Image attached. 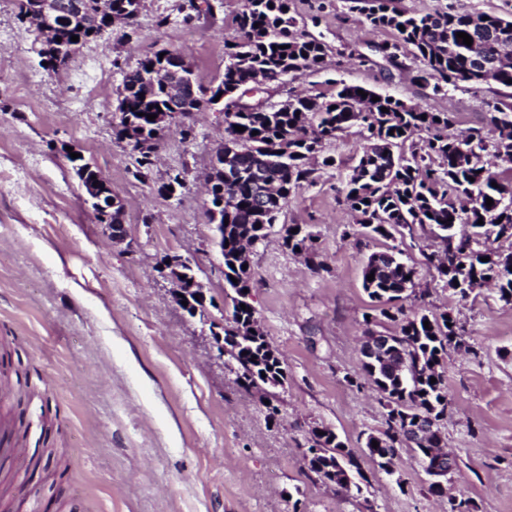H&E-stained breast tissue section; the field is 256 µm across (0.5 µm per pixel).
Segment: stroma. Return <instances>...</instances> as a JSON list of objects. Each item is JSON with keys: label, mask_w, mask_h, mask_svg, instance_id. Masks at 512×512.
Returning a JSON list of instances; mask_svg holds the SVG:
<instances>
[{"label": "stroma", "mask_w": 512, "mask_h": 512, "mask_svg": "<svg viewBox=\"0 0 512 512\" xmlns=\"http://www.w3.org/2000/svg\"><path fill=\"white\" fill-rule=\"evenodd\" d=\"M190 17L188 0H141L133 25H114L54 72L40 65L37 30L19 0H0V369L27 374L35 394L0 402L29 458L0 462L24 512H446L410 450L395 474L364 458L367 433L387 409L361 370L364 315L372 302L362 268L395 245L419 276L407 314L448 313L469 351L449 350L448 410L441 423L458 468L449 495L473 512H512V306L491 287L463 300L425 266L433 239L344 237L353 217L339 205L343 183L323 169L295 196L281 223L307 227L312 251L285 249L271 232L251 254L252 304L268 340L288 365L276 387L279 413L244 389L239 369L213 336L232 313L233 291L206 215L204 175L225 137L224 115L198 113L164 132L147 170L138 151L115 139L124 71L149 48L184 54L203 83L224 73V43L236 34L245 0H210ZM512 16V0H400L402 7ZM300 31L325 42L328 68L293 80L298 92L331 95L337 81L390 95L428 112H452L457 130L482 125L485 103L507 88L461 84L433 95L413 77V57L389 62L376 50L391 31L364 29L344 0H292ZM368 58L359 64L358 55ZM102 60L95 93L78 72ZM81 152L123 206V240L111 239L86 201L66 155ZM182 175L173 195L164 187ZM188 259L206 294L204 314L175 297L167 256ZM56 428L43 432L44 419ZM332 429L355 454L371 485L345 491L303 461L311 430Z\"/></svg>", "instance_id": "obj_1"}]
</instances>
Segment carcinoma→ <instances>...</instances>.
<instances>
[{"mask_svg":"<svg viewBox=\"0 0 512 512\" xmlns=\"http://www.w3.org/2000/svg\"><path fill=\"white\" fill-rule=\"evenodd\" d=\"M82 11L71 13L62 26L64 37L78 36L85 45L98 38L108 25L106 9L138 11L139 0H79ZM291 0H246L235 20L237 35L224 42V73L218 87L228 94L258 82L283 87L299 72L323 69L328 46L295 28L286 8ZM348 10L363 18L373 30H391L392 43L377 46L385 58L395 61L405 53L421 60L414 80L433 93H446L460 84L494 83L512 88V19L485 12L453 10L418 13L398 6L397 0H346ZM508 31V39L500 33ZM468 34L479 47L476 58L470 47L456 37ZM179 57L176 50L161 48L146 55L123 76V97L114 127L118 140L139 151L141 167L151 165V152L159 140L154 122L147 115L168 107L164 60L160 54ZM336 82V93L301 95L288 90L286 100L269 104L264 112H232L224 103V164L235 169L239 179L224 181L211 168L210 207L217 210L224 226V279L235 291L232 325L224 328V352L234 360L245 389L275 387L287 378L284 361L265 336L255 308L250 303L254 288L250 254L246 246L264 240L272 221L278 220L291 198L306 186L316 184L318 169H341L343 161L325 156L323 142L357 127L366 144L355 165L349 168L338 202L355 217L345 234L371 238L414 235L421 230L438 239L441 250L425 256V265L435 270L444 286L465 300L475 289L493 281L499 300L512 304V251L493 247L499 240H512V182L496 168L512 164V103L486 102L487 125L472 128L465 136L454 133L455 115L424 112L418 106L391 96ZM387 111H381V108ZM241 126L245 131L238 132ZM493 205H486V199ZM483 224H478V220ZM467 227L457 232L455 226ZM282 246L294 253L313 248V237L293 224L281 227ZM488 261L483 262L481 258ZM374 275L369 281L367 276ZM363 288L371 300L382 305L377 314L364 319L368 325L381 319L394 322L398 330L393 344L362 359V370L386 400L385 429L368 434L365 452L388 474L396 472L400 448L405 445L404 416H430L442 420L448 408V385L444 361L448 346L469 348L456 322L446 313L430 317L408 316L392 303L414 286L417 269L401 261L392 249L371 254L363 267ZM460 284H454V280ZM246 308H241V305ZM429 326H424V322ZM436 382H431V379ZM378 447H372V441ZM307 467L324 481L342 489L370 486L358 457L345 449L327 427L311 431Z\"/></svg>","mask_w":512,"mask_h":512,"instance_id":"obj_1","label":"carcinoma"}]
</instances>
